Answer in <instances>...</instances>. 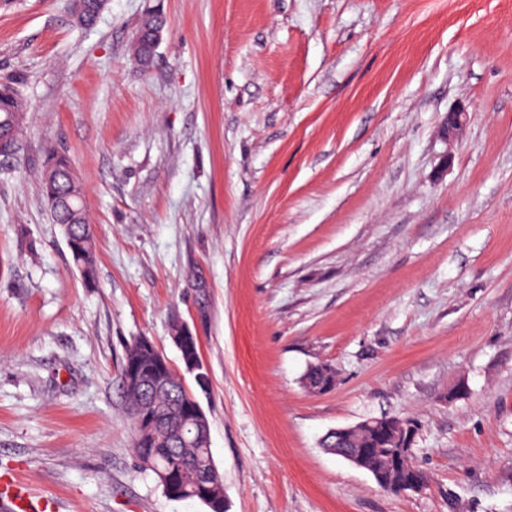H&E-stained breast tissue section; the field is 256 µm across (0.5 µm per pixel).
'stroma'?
I'll list each match as a JSON object with an SVG mask.
<instances>
[{
	"label": "stroma",
	"instance_id": "obj_1",
	"mask_svg": "<svg viewBox=\"0 0 512 512\" xmlns=\"http://www.w3.org/2000/svg\"><path fill=\"white\" fill-rule=\"evenodd\" d=\"M1 78L29 110L0 161V476L53 512H207L142 468L121 381L139 336L182 369L183 322L228 512H512V0H110L90 28L0 0ZM50 147L91 284L41 195ZM386 415L416 427L422 491L321 446ZM167 19L165 15L159 11H150L144 14L139 24L138 30L136 32V36L133 37L131 42L130 50L141 66V68L147 70L151 67L153 60L151 61L148 57L149 52L146 47V43L148 39L151 38L152 32L159 28L166 26ZM468 124V113L464 108L448 112L440 121L437 128V138L446 147L451 146L465 134ZM42 192L51 206L56 224H61L64 232L72 238L69 248L73 262L79 269L83 268L85 276L91 280L94 275L95 253H88L82 247L92 232L88 224L84 205L79 195L82 187L73 166L64 155L48 152L41 173ZM70 201L72 210L64 201ZM55 202V204H53Z\"/></svg>",
	"mask_w": 512,
	"mask_h": 512
}]
</instances>
